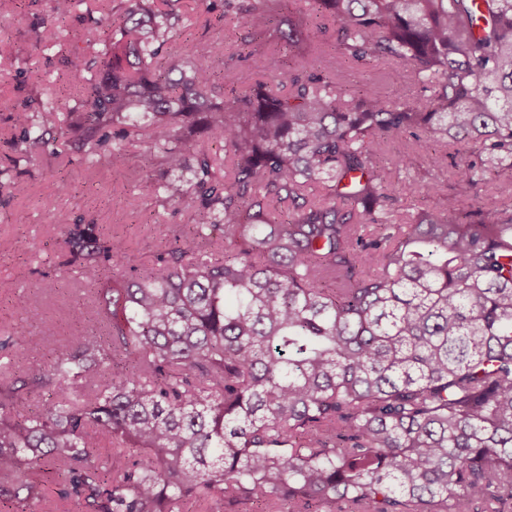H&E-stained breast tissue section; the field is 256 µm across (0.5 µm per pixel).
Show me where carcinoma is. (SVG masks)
Instances as JSON below:
<instances>
[{"instance_id": "cac0c4a2", "label": "carcinoma", "mask_w": 512, "mask_h": 512, "mask_svg": "<svg viewBox=\"0 0 512 512\" xmlns=\"http://www.w3.org/2000/svg\"><path fill=\"white\" fill-rule=\"evenodd\" d=\"M172 2L131 0L100 48L68 51L60 127L52 95L13 116L16 163L69 137L124 177L143 143V188L191 227L141 272L121 237L52 215L99 326L0 366V505L512 512V203L460 212L436 176L390 181L382 149L410 142L402 171L465 145L463 194L512 173V0H303L269 47L301 61L245 88L181 39ZM221 2L237 60L261 53L279 0ZM344 64L417 93L347 89ZM422 193L433 208L397 207ZM10 343L41 350L25 325Z\"/></svg>"}]
</instances>
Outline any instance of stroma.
I'll list each match as a JSON object with an SVG mask.
<instances>
[{
	"label": "stroma",
	"instance_id": "stroma-1",
	"mask_svg": "<svg viewBox=\"0 0 512 512\" xmlns=\"http://www.w3.org/2000/svg\"><path fill=\"white\" fill-rule=\"evenodd\" d=\"M94 5V0H78L66 17L56 14L52 0H5L0 5V71L7 75L0 82V168L8 167L12 154L7 139L15 132L13 115L27 109L33 89H49L61 108L73 105L76 93L63 75L62 49L84 41L90 26L86 11ZM195 16L190 29L194 43L209 52L216 71H223L225 60L238 50V31L225 26L218 12L201 7ZM50 24L62 31L63 39L60 46L46 48L37 35ZM343 82L374 87L391 101L402 94L383 66L345 67ZM127 150L130 170L117 181L107 167L80 163L60 139L53 154L20 163L0 186V327L17 318L14 301L26 300L32 307L30 330L42 339L47 353L68 347L74 334L71 306L92 307L88 286L63 264L62 234L51 222L54 212L91 219L118 233L127 243L130 264L142 270L165 251L167 230L188 229L186 212L162 207L141 191V180L155 173L145 147L133 143ZM19 211L25 223H14Z\"/></svg>",
	"mask_w": 512,
	"mask_h": 512
}]
</instances>
